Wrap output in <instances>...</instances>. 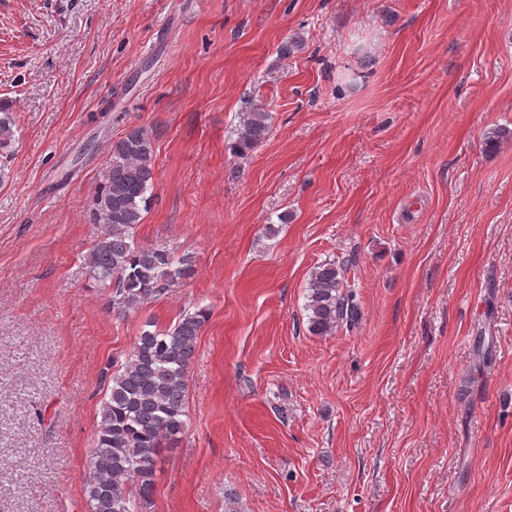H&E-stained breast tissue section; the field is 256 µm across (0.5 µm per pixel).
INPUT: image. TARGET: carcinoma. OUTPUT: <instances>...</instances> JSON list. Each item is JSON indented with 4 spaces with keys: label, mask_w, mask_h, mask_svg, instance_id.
Masks as SVG:
<instances>
[{
    "label": "carcinoma",
    "mask_w": 512,
    "mask_h": 512,
    "mask_svg": "<svg viewBox=\"0 0 512 512\" xmlns=\"http://www.w3.org/2000/svg\"><path fill=\"white\" fill-rule=\"evenodd\" d=\"M269 120L255 104L241 113L234 155L247 156L265 139ZM14 126L12 113L0 107L1 146L13 140ZM153 156L151 134L143 127L129 129L112 144L90 209L102 235L86 258L89 275L109 292L119 315L161 298L193 273L191 257L177 259L165 246L135 240L154 185ZM346 271V265L329 260L311 272L305 309L312 334L326 336L358 320ZM208 316L201 307L168 329L141 331L125 362L102 371L106 394L85 483L89 512H146L151 504L160 449L188 425L189 369Z\"/></svg>",
    "instance_id": "1"
}]
</instances>
